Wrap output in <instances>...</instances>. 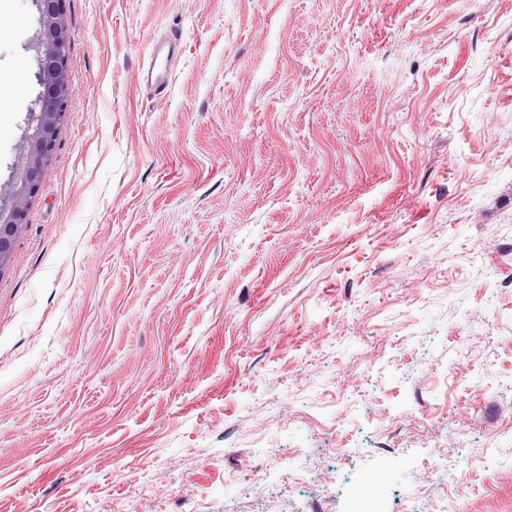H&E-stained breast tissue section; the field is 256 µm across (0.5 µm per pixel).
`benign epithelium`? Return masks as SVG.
Segmentation results:
<instances>
[{
	"mask_svg": "<svg viewBox=\"0 0 512 512\" xmlns=\"http://www.w3.org/2000/svg\"><path fill=\"white\" fill-rule=\"evenodd\" d=\"M64 0H38V70L42 91L31 114V129L23 140V166L8 206H0V270L10 261L14 244L27 220L31 198L38 191L43 167L56 148L57 128L74 88L68 75L69 35L63 21Z\"/></svg>",
	"mask_w": 512,
	"mask_h": 512,
	"instance_id": "obj_1",
	"label": "benign epithelium"
}]
</instances>
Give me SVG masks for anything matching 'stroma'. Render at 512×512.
<instances>
[{
    "label": "stroma",
    "mask_w": 512,
    "mask_h": 512,
    "mask_svg": "<svg viewBox=\"0 0 512 512\" xmlns=\"http://www.w3.org/2000/svg\"><path fill=\"white\" fill-rule=\"evenodd\" d=\"M63 10L74 93L0 269V512H512V0ZM37 30L0 0L6 190ZM181 50L180 39L175 35H169L164 43H156L152 50L153 66L151 64L148 71H142V82L147 87L153 89L157 93L163 92L169 82V75L167 76L168 66L170 62L179 54ZM158 61H162L163 68H159Z\"/></svg>",
    "instance_id": "35a3bbf8"
}]
</instances>
